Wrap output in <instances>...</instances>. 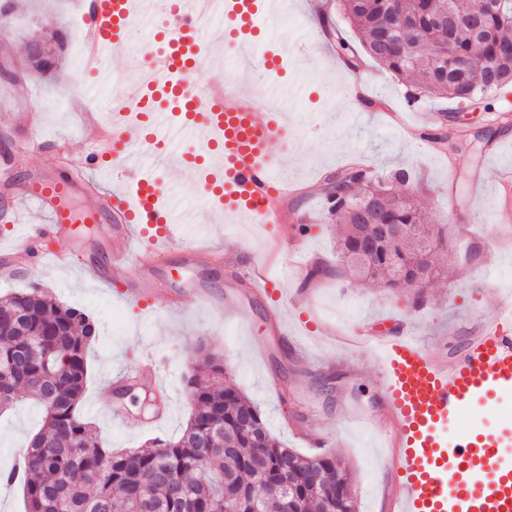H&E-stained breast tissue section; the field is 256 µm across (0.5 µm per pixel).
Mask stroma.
I'll return each instance as SVG.
<instances>
[{"label": "stroma", "mask_w": 512, "mask_h": 512, "mask_svg": "<svg viewBox=\"0 0 512 512\" xmlns=\"http://www.w3.org/2000/svg\"><path fill=\"white\" fill-rule=\"evenodd\" d=\"M12 23L0 27V53L16 72L14 81L0 79V211L18 210L25 225L43 218L19 204L15 187L21 175L53 176L60 156L76 160L92 150V115L103 114L112 95L96 79L80 82L83 63L71 49H63L43 69L32 68L27 42L50 34L53 25L69 31L81 26V0H13ZM326 0H275L271 21L262 22L263 37L254 51L279 57L277 79L289 89L286 112L293 137L283 147L289 180L303 192L289 197L288 211L314 212L318 221L305 234L310 256L332 268L313 288L304 275H292L276 289L241 307L216 310L190 299L191 287L226 296L232 268H245L252 258L263 260L270 272L286 270L297 229L283 230L225 217L203 192L199 170L170 168L157 183L162 202L193 215L184 224L181 240L216 248L231 246V256H220L191 271L180 264L179 249L169 255L168 290L185 294L183 305L172 309H142L121 296V284L140 273L137 260L115 268L111 283L90 278L82 269L87 257L106 258L112 249L106 224H76L68 238L54 240L53 248H76L70 266L31 262L17 277L0 282V296L35 286L53 300L84 310L98 329L87 354L88 374L80 413L113 448H140L156 437L172 438L184 428L190 407L185 377L199 346L223 357L227 381L262 409L270 432L286 447L305 452L294 426L322 430L327 444L322 452L339 457L349 467L356 488L358 512H387V494L398 475L387 461L388 449L378 435L350 416L352 408L367 411L380 404L383 384L372 352L378 333L390 320L408 324L427 347L448 343L462 349L472 332L495 319L500 294L512 292V223L469 225L453 232L447 247L435 257L439 276L427 290L422 306H414L410 292L395 293L383 284L358 281L339 274L336 226L322 201L324 176L343 167L352 152L363 154L369 166L381 172L407 171L410 180L400 193H411L435 224L453 226L466 213L491 214L492 184L478 185L489 171L512 172V89L491 95L466 108L461 120L450 119L456 104L432 98L408 102L410 78L399 77L376 62L344 73L336 68L331 43L319 37L318 17ZM220 23L208 27L210 61L197 70L193 83L201 89L235 78L241 87L265 91L266 76L240 70L235 49L221 40ZM374 84L378 95L406 119L424 112L447 111L442 126L450 135L443 155L420 152L415 137L387 125V115L361 108L352 86ZM42 136V148L28 140L29 126ZM454 203H447V195ZM281 310L288 333L274 335L268 316ZM166 361L165 384L172 394L169 418L147 424L151 413L141 385L148 378L147 358ZM136 374L138 388L115 396L113 375ZM479 421L485 432L512 431V397L474 407L473 417L451 422L454 431H466ZM42 424V410L32 400L0 413V470L10 468L15 450Z\"/></svg>", "instance_id": "stroma-1"}]
</instances>
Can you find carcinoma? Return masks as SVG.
I'll return each instance as SVG.
<instances>
[{
	"label": "carcinoma",
	"instance_id": "obj_1",
	"mask_svg": "<svg viewBox=\"0 0 512 512\" xmlns=\"http://www.w3.org/2000/svg\"><path fill=\"white\" fill-rule=\"evenodd\" d=\"M493 9L459 0H337L335 11L363 35L366 55L398 75L413 77L421 96L456 103L499 91L486 80L487 63L512 70V0ZM320 25L338 52H353L331 15ZM405 172L382 178L372 168L351 164L327 177L326 200L342 225L336 247L356 280H372L393 291L413 290L423 302L427 285L393 279L395 266L433 255L419 254L427 216L410 195L394 189ZM409 224L412 230L381 243L372 263L361 262L365 224ZM97 339L94 321L82 310L48 298L37 287L0 297V379L8 396L0 410L31 396L43 408L41 428L19 450V465L0 472V483L22 486L25 512H282L274 485L283 464L293 475L291 512H357L347 468L332 455L305 456L271 435L260 408L224 384V361L200 347L197 372L187 379L190 413L183 432L151 446L114 451L79 416L86 387L87 351ZM68 354L66 366L46 357ZM229 486L243 496L224 502Z\"/></svg>",
	"mask_w": 512,
	"mask_h": 512
}]
</instances>
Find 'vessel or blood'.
<instances>
[{
	"mask_svg": "<svg viewBox=\"0 0 512 512\" xmlns=\"http://www.w3.org/2000/svg\"><path fill=\"white\" fill-rule=\"evenodd\" d=\"M82 10L87 42L137 61L126 35L152 16L154 0H83ZM263 12L256 0H224L225 37L249 43ZM169 14V23L154 33L141 85L111 96L99 126V145L82 159L85 168L108 165L114 178L137 179L136 193L115 189L74 213L64 202L80 184L68 172L17 186V195L46 221L0 257L1 281L12 278L24 262L43 258L46 236L61 237L76 222L107 219L116 249L127 253L133 241L150 240L145 277L126 281L123 295L140 306L155 305L153 282L164 276L166 257L184 221L183 215L158 205L157 177L168 168L159 150L168 139V115L159 111L155 98L159 92L182 100L180 129L200 135L201 152L223 155L217 185L205 188L213 203L256 224L284 223L279 203L296 190L276 149L288 140L287 124L261 94L243 92L237 81L197 89L190 75L205 63L210 48L203 21L180 0H174ZM278 282V276L255 261L245 288L258 295ZM499 310L498 322L478 328L465 351L455 356L427 350L409 331L379 340L384 398L376 414L362 419L372 427L385 423L394 438L390 464L399 479L390 494L391 512H512V462L502 457L498 438L448 432L449 421L469 413L479 401L512 394L511 294L501 295ZM452 466L463 471V479L449 480Z\"/></svg>",
	"mask_w": 512,
	"mask_h": 512,
	"instance_id": "1",
	"label": "vessel or blood"
}]
</instances>
